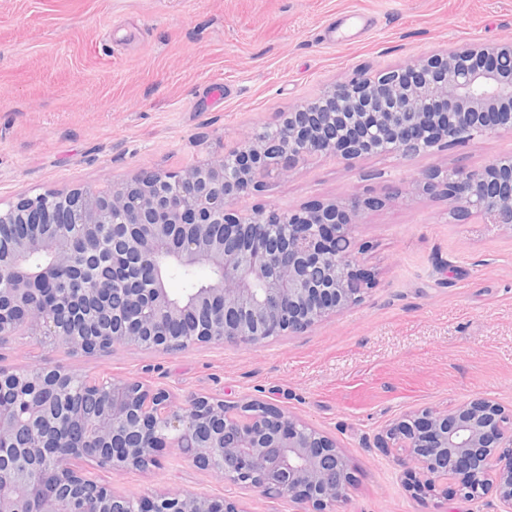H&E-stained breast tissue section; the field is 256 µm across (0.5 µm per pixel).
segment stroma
<instances>
[{
  "label": "stroma",
  "instance_id": "35a3bbf8",
  "mask_svg": "<svg viewBox=\"0 0 512 512\" xmlns=\"http://www.w3.org/2000/svg\"><path fill=\"white\" fill-rule=\"evenodd\" d=\"M512 40V0H0V202L102 187L223 152L327 85L464 43ZM512 156V132L449 151L315 157L257 201L298 208L379 199L354 229L374 279L362 301L260 347L76 354L28 335L0 366L133 378L177 398L242 395L335 437L354 484L339 512H494L490 498L421 500L377 438L426 406L487 397L512 407V232L458 221L407 192L435 168ZM95 479L121 494L229 495L243 512H297L185 461Z\"/></svg>",
  "mask_w": 512,
  "mask_h": 512
}]
</instances>
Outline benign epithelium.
I'll use <instances>...</instances> for the list:
<instances>
[{"label": "benign epithelium", "mask_w": 512, "mask_h": 512, "mask_svg": "<svg viewBox=\"0 0 512 512\" xmlns=\"http://www.w3.org/2000/svg\"><path fill=\"white\" fill-rule=\"evenodd\" d=\"M512 131V40L463 44L404 65L338 80L276 121L203 163L179 171L142 170L130 180L20 195L0 208V224H25L0 249V339L24 330L72 353L119 342L161 351L201 344L261 346L307 331L360 302L367 282L352 234L365 204L356 198L299 209L240 206L303 161L361 155L410 156L453 149L474 136ZM411 190L443 196L459 220L480 217L512 231V156L470 171L434 170ZM125 234L111 238L109 225ZM84 281L99 299L109 267L137 277L112 281L110 306L81 319L32 299L35 260ZM209 269L207 284L177 296L175 269ZM91 408L66 409L63 383ZM384 447L420 499L491 494L512 512V409L488 398L431 406L398 418ZM0 512H242L225 496L167 488L127 496L95 481L92 466L115 475L145 473L174 453L215 479L284 497L301 512H338L353 485L336 439L258 399L231 404L211 396L183 400L137 379L81 376L61 368L0 370ZM66 448L55 454L52 448ZM95 486L88 505L79 489Z\"/></svg>", "instance_id": "obj_1"}]
</instances>
